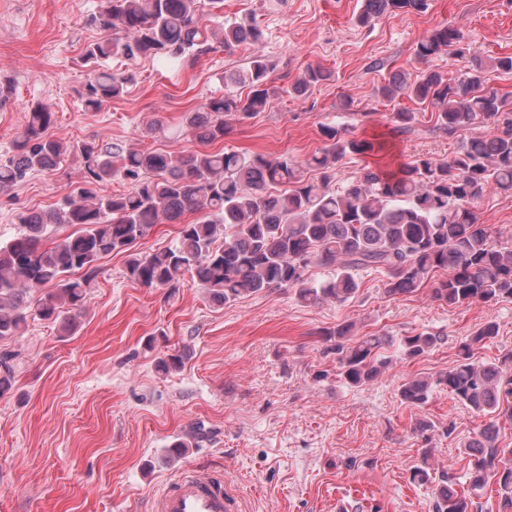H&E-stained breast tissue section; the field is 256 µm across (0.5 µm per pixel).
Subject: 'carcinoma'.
<instances>
[{"instance_id": "carcinoma-1", "label": "carcinoma", "mask_w": 512, "mask_h": 512, "mask_svg": "<svg viewBox=\"0 0 512 512\" xmlns=\"http://www.w3.org/2000/svg\"><path fill=\"white\" fill-rule=\"evenodd\" d=\"M104 12L87 19L90 26L113 30L89 44L82 56L90 77L80 93L86 110L123 96L131 76L98 70L114 57L171 60L194 66L214 50L240 44L255 53L249 65L225 78L249 89L246 96L214 97L204 110L186 112L182 127L204 149L174 154L152 148L124 150L96 142L67 143L48 134L54 113L34 106L13 150L0 155V189L20 185L36 172L53 171L75 154L83 164L82 187L46 212L15 214L18 232L0 241V340L21 336L28 318L57 325L62 336L76 333L87 290L98 274L96 263L112 253L127 254L130 281L146 288H175L190 277L217 305L244 296L292 288L305 304H342L360 288L357 272L385 275V294L408 296L431 284L432 296L449 306L474 303L494 307L512 301V242L501 243L480 222L474 202L486 192L512 194V98L485 86L484 73L512 74V53L485 60L470 52L460 30L444 26L420 40L415 56L427 61L446 49L469 58L455 78L427 70L410 80L396 74L376 89V96L430 102L435 124L452 134L489 121L494 131L461 142L446 160L417 157L386 173L364 168L338 187L336 163L346 157L377 154L379 139L357 138L333 125L321 127L323 146L306 161L318 171L309 178L288 155L212 151L224 139L227 117L250 119L265 111L278 89L271 85L272 64L261 53L263 29L252 18L224 17V0H105ZM224 19L221 36L201 24L203 7ZM425 0H362L356 22L368 25L384 13L422 12ZM320 66H308L288 88L304 97L328 80ZM398 131L416 123V113H393ZM129 189L106 192L116 176ZM189 212L202 214L184 221ZM178 224L169 245L151 253H131V245L157 224ZM63 228L73 232L60 233ZM329 270L322 281L309 279L312 266ZM487 321L461 339L458 359L434 376L412 377L399 387L402 402L424 407L437 388L484 419L464 445L473 458L467 489L444 472L415 468L411 481L436 484L434 512H471L472 497L496 486L503 506L512 508V448L499 446V422L512 423V352L496 362L475 358V351L497 336ZM336 355V377L350 388L365 386L385 374L392 359L383 354L391 336L357 335L355 324L342 323L324 333ZM444 337L428 330L399 338L405 359L434 350ZM187 354L173 349L157 362L165 372L182 369ZM12 355L0 352V397L14 388Z\"/></svg>"}]
</instances>
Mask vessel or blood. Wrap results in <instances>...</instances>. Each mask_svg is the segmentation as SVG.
Here are the masks:
<instances>
[{
	"label": "vessel or blood",
	"instance_id": "vessel-or-blood-1",
	"mask_svg": "<svg viewBox=\"0 0 512 512\" xmlns=\"http://www.w3.org/2000/svg\"><path fill=\"white\" fill-rule=\"evenodd\" d=\"M146 512H241V503L222 472L191 466L150 496Z\"/></svg>",
	"mask_w": 512,
	"mask_h": 512
}]
</instances>
